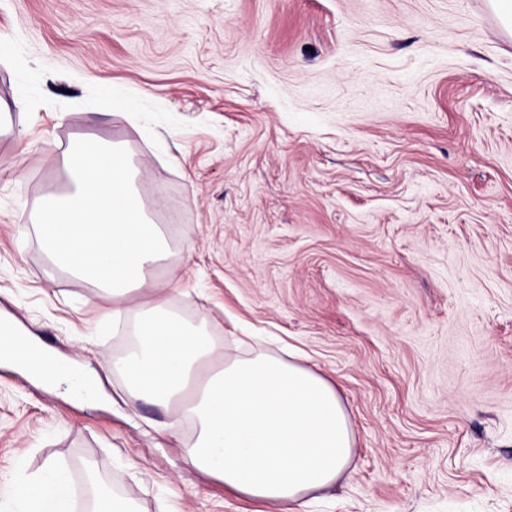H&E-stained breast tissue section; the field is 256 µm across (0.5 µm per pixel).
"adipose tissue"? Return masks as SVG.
Listing matches in <instances>:
<instances>
[{
    "mask_svg": "<svg viewBox=\"0 0 512 512\" xmlns=\"http://www.w3.org/2000/svg\"><path fill=\"white\" fill-rule=\"evenodd\" d=\"M59 166L65 187L34 216L41 247L51 267L100 285L120 322L130 288L148 287L146 273L166 247L138 195L139 170L120 143L94 135L63 152ZM116 369L129 392L193 421L196 435L183 448L192 467L276 512H301L352 457V423L330 381L294 362L226 352L162 295L138 305ZM28 370L66 382L78 399L101 394L96 372L47 350ZM14 496L21 512H70L73 489L50 463L18 482Z\"/></svg>",
    "mask_w": 512,
    "mask_h": 512,
    "instance_id": "ef3b65f1",
    "label": "adipose tissue"
}]
</instances>
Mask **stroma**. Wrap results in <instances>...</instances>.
<instances>
[{
  "label": "stroma",
  "instance_id": "35a3bbf8",
  "mask_svg": "<svg viewBox=\"0 0 512 512\" xmlns=\"http://www.w3.org/2000/svg\"><path fill=\"white\" fill-rule=\"evenodd\" d=\"M0 105V314L105 393L0 362V512L49 463L73 512L90 465L137 512L258 509L125 389L99 287L45 277L31 216L79 129L139 166L172 311L336 385L356 447L309 512H512V29L491 0H0Z\"/></svg>",
  "mask_w": 512,
  "mask_h": 512
}]
</instances>
